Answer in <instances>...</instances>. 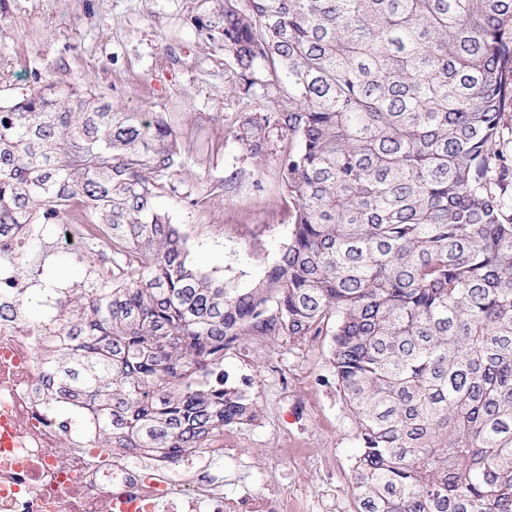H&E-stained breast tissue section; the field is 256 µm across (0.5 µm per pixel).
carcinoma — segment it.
<instances>
[{"instance_id": "1", "label": "carcinoma", "mask_w": 512, "mask_h": 512, "mask_svg": "<svg viewBox=\"0 0 512 512\" xmlns=\"http://www.w3.org/2000/svg\"><path fill=\"white\" fill-rule=\"evenodd\" d=\"M198 28L287 86L234 138L258 158L286 134L291 237L249 288L205 272L160 206L165 113L35 77L0 103V237L67 219L112 240V282L58 300L40 396L91 411L94 446L179 461L257 416L225 351L324 334L355 512H512V0H223Z\"/></svg>"}]
</instances>
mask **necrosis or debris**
Wrapping results in <instances>:
<instances>
[{
	"label": "necrosis or debris",
	"mask_w": 512,
	"mask_h": 512,
	"mask_svg": "<svg viewBox=\"0 0 512 512\" xmlns=\"http://www.w3.org/2000/svg\"><path fill=\"white\" fill-rule=\"evenodd\" d=\"M54 329L51 322H0V420L13 430L11 446L0 447V512H120L124 501L137 512H291L283 494L225 498L211 473L213 458L225 453L222 443L177 464L149 465L87 447L84 438L67 433L38 396L42 377L34 352ZM179 467L191 471V480L175 477Z\"/></svg>",
	"instance_id": "1"
}]
</instances>
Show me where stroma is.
I'll list each match as a JSON object with an SVG mask.
<instances>
[{
    "label": "stroma",
    "instance_id": "obj_1",
    "mask_svg": "<svg viewBox=\"0 0 512 512\" xmlns=\"http://www.w3.org/2000/svg\"><path fill=\"white\" fill-rule=\"evenodd\" d=\"M222 0H0V102L52 73L113 103L163 112L182 149L175 193L160 204L188 243L192 259L240 288L279 257L292 210L279 181L287 138L265 133L253 158L232 136L246 117L272 111L286 88L257 65L246 85L222 43L206 42L196 21ZM263 191H253L254 179ZM103 259L80 262L55 249L45 288H77L101 272ZM328 338L302 343L247 340L227 350L224 370L257 405L251 425L235 428L219 464L224 495L287 489L299 512H354L351 467L357 428L329 363ZM305 449L284 456L283 445Z\"/></svg>",
    "mask_w": 512,
    "mask_h": 512
}]
</instances>
